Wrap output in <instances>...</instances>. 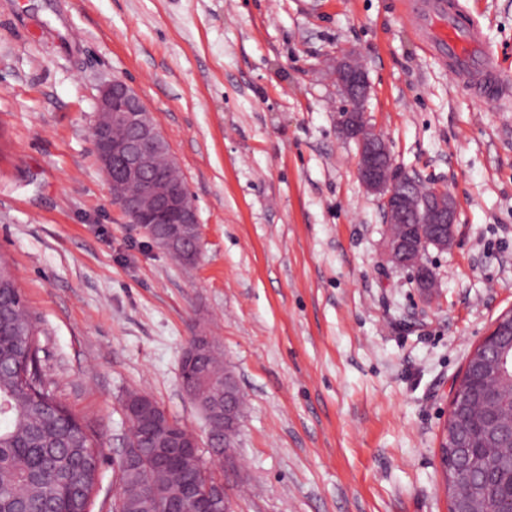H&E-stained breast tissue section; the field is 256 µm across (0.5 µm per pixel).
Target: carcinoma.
<instances>
[{"label":"carcinoma","mask_w":512,"mask_h":512,"mask_svg":"<svg viewBox=\"0 0 512 512\" xmlns=\"http://www.w3.org/2000/svg\"><path fill=\"white\" fill-rule=\"evenodd\" d=\"M0 512H79L90 506L99 490L102 448L97 434L76 418L46 387L39 368V340L21 289L9 265L0 261ZM184 373L199 381L206 399L224 378V365L216 348ZM130 436L146 458L153 449L166 447L174 433L192 431L165 418L159 404L142 412V394L126 399ZM209 425L208 447L215 455L234 444V434L224 433L220 417L203 405ZM218 477L215 471L190 461L167 471L145 468L120 477L122 512H166L169 499L191 478L200 484Z\"/></svg>","instance_id":"obj_1"}]
</instances>
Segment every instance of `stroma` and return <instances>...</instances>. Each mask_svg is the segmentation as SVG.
I'll return each instance as SVG.
<instances>
[{"label": "stroma", "instance_id": "1", "mask_svg": "<svg viewBox=\"0 0 512 512\" xmlns=\"http://www.w3.org/2000/svg\"><path fill=\"white\" fill-rule=\"evenodd\" d=\"M512 74V0H457ZM400 169L448 191L432 292L386 257L379 195L342 138L336 58ZM126 81L201 225L177 264L123 215L95 160L100 84ZM0 258L53 392L102 442V495L139 392L199 438L179 369L210 337L245 406L235 512H448L453 383L512 309V103L464 91L401 0H0Z\"/></svg>", "mask_w": 512, "mask_h": 512}]
</instances>
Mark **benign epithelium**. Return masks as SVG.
Masks as SVG:
<instances>
[{"mask_svg":"<svg viewBox=\"0 0 512 512\" xmlns=\"http://www.w3.org/2000/svg\"><path fill=\"white\" fill-rule=\"evenodd\" d=\"M336 80L341 93L351 107L341 113L339 128L342 136L357 145L356 170L361 183L383 199L385 223L389 226L416 224L412 234H390L388 253L394 262L416 270L421 288L435 287L434 272L422 261L423 247L430 244L440 250L452 246L455 237L456 203L443 190H431L426 198L412 191L418 184L415 177L398 169L384 136L366 123L363 104L368 94L366 74L359 63L347 56L336 62ZM124 125L129 135L112 139V126ZM93 146L99 167L107 181L112 201L118 204L130 221L140 226L152 242H162L169 250H178L195 258L201 240V228L195 205H191L177 184L163 175H155V156L166 138L140 97L123 80L114 78L98 88L92 124ZM139 187L132 198L130 189ZM512 336V310L501 314L490 332L477 345V350L494 352L484 365L495 369L497 377L486 380V387L474 394L484 419L479 437L495 442L502 433L497 415L501 391L502 355L512 351V342L502 340ZM229 384L222 386L224 395V426H238L236 409L229 401ZM170 447L159 448L152 456V465H166L178 458L201 455L198 438L187 440L180 435L170 437ZM147 461L137 448H126L117 467H142ZM487 479L500 484L512 497V455L498 459L487 473ZM455 512H486L485 485H472L458 498ZM169 512H231L224 482L216 481L204 487L194 485L186 499L169 505Z\"/></svg>","mask_w":512,"mask_h":512,"instance_id":"7a95c632","label":"benign epithelium"}]
</instances>
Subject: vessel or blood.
<instances>
[{"label":"vessel or blood","instance_id":"b4317fda","mask_svg":"<svg viewBox=\"0 0 512 512\" xmlns=\"http://www.w3.org/2000/svg\"><path fill=\"white\" fill-rule=\"evenodd\" d=\"M404 13L428 51L447 62L463 85L482 101L512 93V75L484 44L480 26L462 19L446 0H403Z\"/></svg>","mask_w":512,"mask_h":512}]
</instances>
